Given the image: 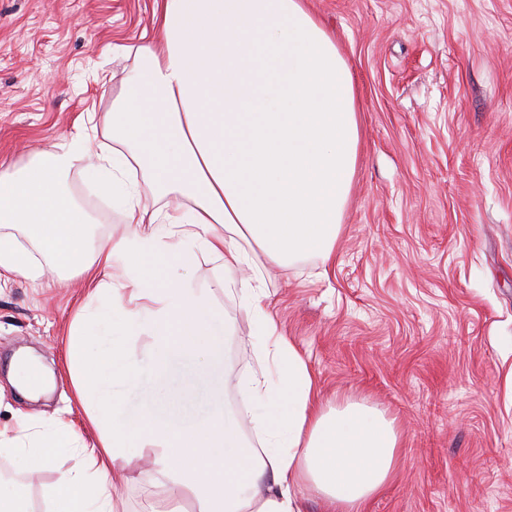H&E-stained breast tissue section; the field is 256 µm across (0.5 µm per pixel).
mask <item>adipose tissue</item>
<instances>
[{
  "mask_svg": "<svg viewBox=\"0 0 512 512\" xmlns=\"http://www.w3.org/2000/svg\"><path fill=\"white\" fill-rule=\"evenodd\" d=\"M153 28L105 118L104 186L128 232L94 239L88 213L62 189L91 156L82 134L22 168L0 167V282L31 277L35 248L90 288L67 365L99 433L87 447L61 417L40 436L0 431V457L38 471L58 450L81 454L80 467L59 473L47 512H117L127 451L146 447L159 450L146 482L191 498L195 512H306L312 498L325 512H364L392 472L395 421L363 400H324L302 353L278 333L263 287L266 264L333 257L359 143L348 65L306 0H162ZM183 236L245 271L237 293L257 319L261 358L275 365L274 379L241 386L245 404L260 408V451L242 435L243 416L224 410V343L210 300L159 275L180 259ZM103 324L112 345L97 352ZM185 357L201 359L212 389L215 410L199 426L180 419L192 385L167 387L172 362ZM145 361L160 392L130 418L108 381L136 387Z\"/></svg>",
  "mask_w": 512,
  "mask_h": 512,
  "instance_id": "adipose-tissue-1",
  "label": "adipose tissue"
}]
</instances>
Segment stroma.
<instances>
[{"instance_id": "obj_1", "label": "stroma", "mask_w": 512, "mask_h": 512, "mask_svg": "<svg viewBox=\"0 0 512 512\" xmlns=\"http://www.w3.org/2000/svg\"><path fill=\"white\" fill-rule=\"evenodd\" d=\"M336 39L356 91L360 141L329 264L270 266L269 305L326 395L395 417L396 469L365 512H512V0H307ZM158 0H0V164L17 168L83 133L110 150L103 117L137 61ZM95 238L127 230L123 208L83 172L65 182ZM171 275L209 292L224 340L226 409L260 372L237 271L183 239ZM326 277H318L319 269ZM82 280L0 286V427L16 411L83 425L63 354ZM54 373L31 401L10 384L14 351ZM128 451L125 512L164 498ZM61 454L39 473L0 458V498L45 512Z\"/></svg>"}]
</instances>
